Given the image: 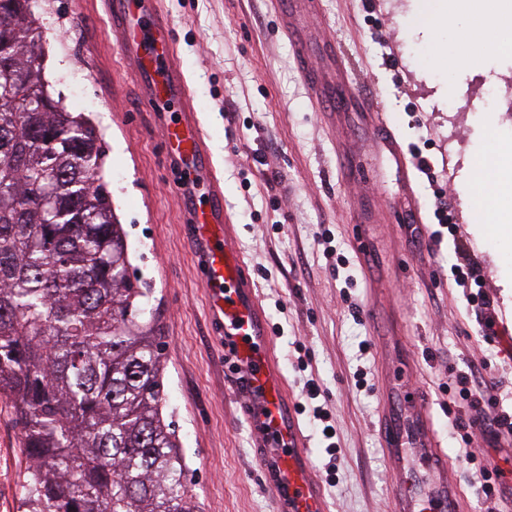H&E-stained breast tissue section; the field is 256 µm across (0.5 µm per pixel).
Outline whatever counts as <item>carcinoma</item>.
Instances as JSON below:
<instances>
[{
  "mask_svg": "<svg viewBox=\"0 0 512 512\" xmlns=\"http://www.w3.org/2000/svg\"><path fill=\"white\" fill-rule=\"evenodd\" d=\"M29 2L0 0V397L21 512H198L152 289L128 273L96 128L44 89Z\"/></svg>",
  "mask_w": 512,
  "mask_h": 512,
  "instance_id": "carcinoma-1",
  "label": "carcinoma"
}]
</instances>
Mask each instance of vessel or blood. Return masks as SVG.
Masks as SVG:
<instances>
[{
    "label": "vessel or blood",
    "mask_w": 512,
    "mask_h": 512,
    "mask_svg": "<svg viewBox=\"0 0 512 512\" xmlns=\"http://www.w3.org/2000/svg\"><path fill=\"white\" fill-rule=\"evenodd\" d=\"M101 2L121 60L135 69L144 106L154 110L165 100L177 105L176 122L160 127L164 162L184 175L174 187L185 201L186 247L201 272L213 334L231 362L236 408L250 426L255 458L275 493L278 512H331L280 369L270 321L236 244L235 226L224 206V179L212 162L172 23L161 12L159 0ZM274 2L312 97L332 104L344 96L350 111L371 131L373 146L386 152L406 179L402 204L408 223H423V210L409 184L415 162L405 154L385 108L376 97L361 93L353 61L333 37L315 47L309 44L300 14L308 12L317 28L325 29L321 0ZM198 182L206 189L201 201L194 192ZM377 349L386 407L380 430L386 469L393 476L388 512H464L458 474L448 464L431 403L413 381L401 328L379 337Z\"/></svg>",
    "instance_id": "vessel-or-blood-1"
}]
</instances>
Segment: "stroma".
<instances>
[{
  "mask_svg": "<svg viewBox=\"0 0 512 512\" xmlns=\"http://www.w3.org/2000/svg\"><path fill=\"white\" fill-rule=\"evenodd\" d=\"M44 79L53 98L83 113L106 147L103 178L129 246V274L154 288L166 371L163 415L172 421L200 512H276L250 445V430L227 392L233 377L215 341L196 264L184 244L183 199L162 164L158 117L142 105L133 71L119 59L95 0H42ZM422 0H323L329 31L362 61L360 89L378 95L407 148L426 167L418 192L424 224L405 223L393 204L404 185L393 162L337 151L338 128L311 101L267 0H162L175 28L189 86L225 185L237 243L266 309L280 364L311 460L333 512H386L388 476L377 419L381 316L366 307L369 254L406 326L413 373L433 405L439 437L459 475L465 512H512L491 471L512 461L484 441L469 458L477 426L497 432L512 416V340L489 334L497 318L512 327V244L463 211L464 191L489 133L512 111L489 112L484 93H512V54L457 61V24L431 32L411 20ZM367 176L366 210L386 222L359 229L347 183ZM474 276L459 281L458 274ZM479 394L464 400L461 379ZM317 398H309L308 387ZM322 409L325 420L313 416ZM26 457L11 410L0 399V512H19Z\"/></svg>",
  "mask_w": 512,
  "mask_h": 512,
  "instance_id": "35a3bbf8",
  "label": "stroma"
}]
</instances>
